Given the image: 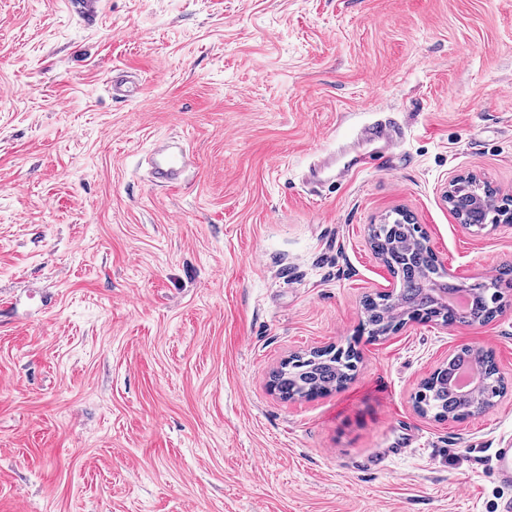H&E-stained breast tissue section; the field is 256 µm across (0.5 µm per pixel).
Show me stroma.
Returning a JSON list of instances; mask_svg holds the SVG:
<instances>
[{"label": "stroma", "mask_w": 512, "mask_h": 512, "mask_svg": "<svg viewBox=\"0 0 512 512\" xmlns=\"http://www.w3.org/2000/svg\"><path fill=\"white\" fill-rule=\"evenodd\" d=\"M380 118L401 146L309 196V166ZM162 137L194 157L174 189L145 160ZM469 172L512 195V0H106L93 24L0 0V512H498L512 304L357 333L394 283L368 230L395 210L455 282L512 263V224L442 198ZM351 338L344 388L271 389ZM464 345L506 393L420 415ZM452 364L448 366V379L453 378L457 369L466 364L471 367H481L484 373L494 379L502 389H505L504 380L499 376L497 365L491 351L482 347L472 346L456 351L452 356ZM425 394H418L428 414L438 420L452 418L464 420L476 414L483 400L480 397H470L459 394L454 388L436 384L434 381L424 383L419 391Z\"/></svg>", "instance_id": "35a3bbf8"}]
</instances>
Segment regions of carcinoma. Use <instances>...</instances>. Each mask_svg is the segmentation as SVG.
I'll list each match as a JSON object with an SVG mask.
<instances>
[{
	"mask_svg": "<svg viewBox=\"0 0 512 512\" xmlns=\"http://www.w3.org/2000/svg\"><path fill=\"white\" fill-rule=\"evenodd\" d=\"M373 250L389 270L399 278L396 299H410L413 309L405 315H394L389 310L388 298L380 293L369 295L363 302L365 321L363 331L374 340L393 333L408 321H439L452 326L457 323L484 324L493 319L501 308L481 301L471 302L461 312L453 306H437L425 289L423 279L431 275L442 278L437 260L408 216L402 214L390 224H381L370 234ZM495 287L503 293L512 290V263L502 265L495 279ZM360 361L356 344L317 349L309 353L293 354L283 362L274 376L272 387L285 399L308 398L333 389H340L353 377ZM480 367L484 373L505 387L499 376L492 352L472 346L456 351L448 366V377H453L462 365ZM420 390L427 412L438 420H464L476 414L483 400L459 394L458 391L435 382H426Z\"/></svg>",
	"mask_w": 512,
	"mask_h": 512,
	"instance_id": "carcinoma-1",
	"label": "carcinoma"
}]
</instances>
